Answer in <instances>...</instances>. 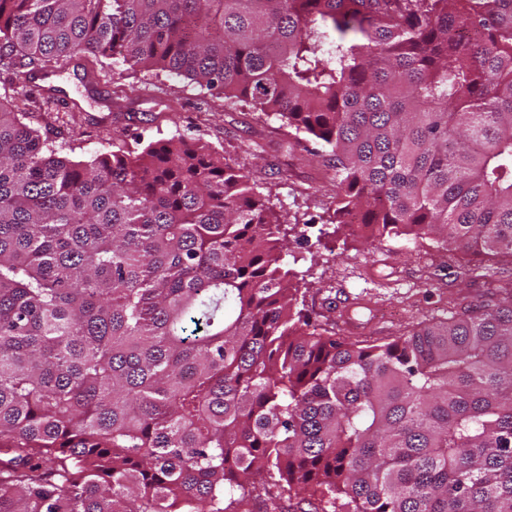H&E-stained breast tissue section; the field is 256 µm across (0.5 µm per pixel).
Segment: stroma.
I'll list each match as a JSON object with an SVG mask.
<instances>
[{"instance_id":"1","label":"stroma","mask_w":512,"mask_h":512,"mask_svg":"<svg viewBox=\"0 0 512 512\" xmlns=\"http://www.w3.org/2000/svg\"><path fill=\"white\" fill-rule=\"evenodd\" d=\"M55 92L35 91L26 123L48 135L63 156L89 160L115 142L143 148L182 137L233 157L256 180L287 231L285 266L300 308L337 337L380 340L464 308L495 303L488 282L512 277V258L475 263L431 240L389 238L370 246L335 232L334 186L319 180L323 159L290 140L279 116L248 114L236 99L167 72L113 66L82 54L54 76ZM483 275H476L474 265Z\"/></svg>"}]
</instances>
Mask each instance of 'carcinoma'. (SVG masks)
<instances>
[{"mask_svg":"<svg viewBox=\"0 0 512 512\" xmlns=\"http://www.w3.org/2000/svg\"><path fill=\"white\" fill-rule=\"evenodd\" d=\"M185 75L314 140L336 223L512 257V0H0V71ZM0 103V512H512V300L349 341L180 140L57 156Z\"/></svg>","mask_w":512,"mask_h":512,"instance_id":"obj_1","label":"carcinoma"}]
</instances>
